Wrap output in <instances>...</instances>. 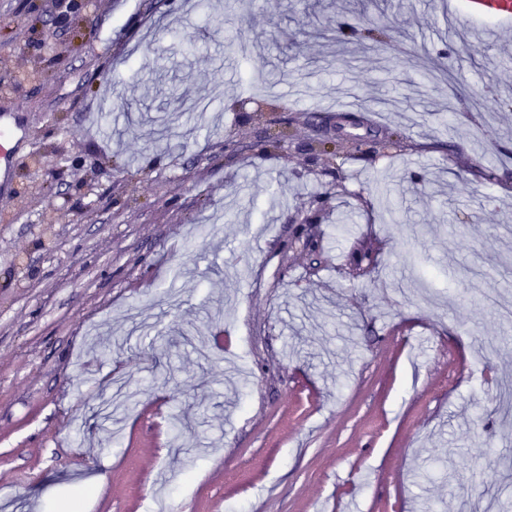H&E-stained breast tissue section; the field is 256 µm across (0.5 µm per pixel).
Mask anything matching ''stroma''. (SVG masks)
Listing matches in <instances>:
<instances>
[{"instance_id":"35a3bbf8","label":"stroma","mask_w":512,"mask_h":512,"mask_svg":"<svg viewBox=\"0 0 512 512\" xmlns=\"http://www.w3.org/2000/svg\"><path fill=\"white\" fill-rule=\"evenodd\" d=\"M76 3L89 28L0 0V113L29 131L0 192V512L512 499V28L450 35L440 0ZM378 245L369 242L361 244L356 252L352 253L350 265L361 278H371L377 265Z\"/></svg>"}]
</instances>
